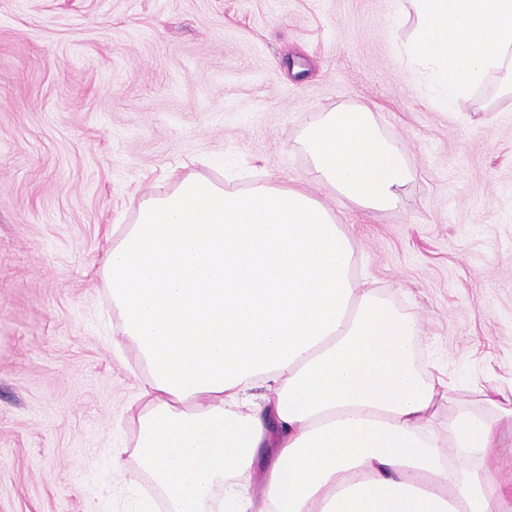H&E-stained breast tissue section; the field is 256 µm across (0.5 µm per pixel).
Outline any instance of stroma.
Masks as SVG:
<instances>
[{"label":"stroma","instance_id":"35a3bbf8","mask_svg":"<svg viewBox=\"0 0 512 512\" xmlns=\"http://www.w3.org/2000/svg\"><path fill=\"white\" fill-rule=\"evenodd\" d=\"M398 0H0V512H134L146 372L97 274L113 225L183 168L304 188L347 224L356 273L418 325L453 406L512 388V95L450 111L401 61ZM372 113L411 173L370 213L317 185L300 140ZM449 405V406H452ZM434 429L448 435V408ZM475 460L512 484V430Z\"/></svg>","mask_w":512,"mask_h":512}]
</instances>
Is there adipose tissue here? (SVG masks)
Instances as JSON below:
<instances>
[{
  "label": "adipose tissue",
  "mask_w": 512,
  "mask_h": 512,
  "mask_svg": "<svg viewBox=\"0 0 512 512\" xmlns=\"http://www.w3.org/2000/svg\"><path fill=\"white\" fill-rule=\"evenodd\" d=\"M405 63L448 110L512 94V0H406ZM301 143L319 184L364 210L410 179L371 112L322 113ZM352 233L302 188L176 173L116 226L100 275L149 374L130 456L165 512H512L472 467L512 396L448 411L413 359L414 319L353 273ZM263 480L245 493L241 478Z\"/></svg>",
  "instance_id": "obj_1"
}]
</instances>
